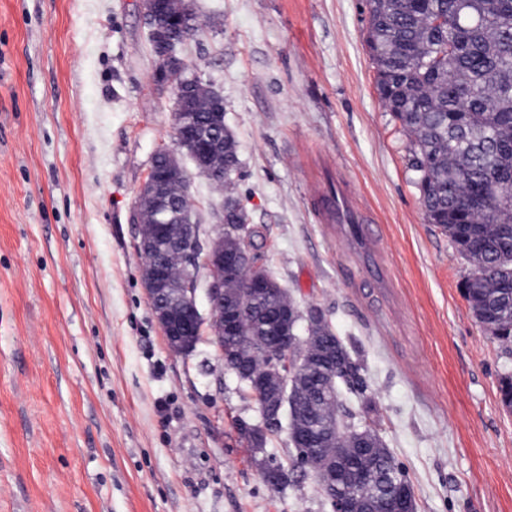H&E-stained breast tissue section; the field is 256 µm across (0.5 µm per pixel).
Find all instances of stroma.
Listing matches in <instances>:
<instances>
[{
    "instance_id": "35a3bbf8",
    "label": "stroma",
    "mask_w": 512,
    "mask_h": 512,
    "mask_svg": "<svg viewBox=\"0 0 512 512\" xmlns=\"http://www.w3.org/2000/svg\"><path fill=\"white\" fill-rule=\"evenodd\" d=\"M194 4L202 30L180 55L224 99L254 251L363 362L417 512H512V350L476 322L470 266L425 217L365 0ZM156 66L140 0H0V512H330L284 430L265 455L290 482L269 490L236 429L256 404L209 336L174 355L152 313L134 214L174 143ZM323 158L377 256L319 223ZM183 165L206 247L224 193ZM374 258L392 287H369Z\"/></svg>"
}]
</instances>
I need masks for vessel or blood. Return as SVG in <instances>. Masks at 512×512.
<instances>
[{
	"label": "vessel or blood",
	"instance_id": "vessel-or-blood-1",
	"mask_svg": "<svg viewBox=\"0 0 512 512\" xmlns=\"http://www.w3.org/2000/svg\"><path fill=\"white\" fill-rule=\"evenodd\" d=\"M316 202L320 220L333 225L337 237L354 241L365 251L377 252L378 234L363 223L361 211L344 183H337L332 190L317 191Z\"/></svg>",
	"mask_w": 512,
	"mask_h": 512
}]
</instances>
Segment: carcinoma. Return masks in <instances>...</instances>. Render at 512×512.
Returning a JSON list of instances; mask_svg holds the SVG:
<instances>
[{
    "instance_id": "1",
    "label": "carcinoma",
    "mask_w": 512,
    "mask_h": 512,
    "mask_svg": "<svg viewBox=\"0 0 512 512\" xmlns=\"http://www.w3.org/2000/svg\"><path fill=\"white\" fill-rule=\"evenodd\" d=\"M366 43L377 71V87L387 111L410 137L409 167L417 174L421 205L427 219L448 235L457 252L480 278L465 281L464 296L475 320L504 344L512 342V0H367ZM202 115L210 112L212 94L205 87L187 88ZM239 166L237 142L224 132L210 184L224 189L225 215L231 224L248 223L243 209H234V175ZM281 304L274 294L253 301L243 318L244 336L267 333L264 312ZM315 335L326 338L345 367L327 393L325 377L316 370L302 380L299 396H330L341 411L342 389L366 393L364 368L333 332L329 322ZM229 361L247 396H253L266 368L265 359L231 338ZM371 401L364 406L362 431L374 454L346 450L344 464L378 467L408 481L376 430ZM270 428L256 437L248 422L238 425L240 442L250 448L261 472L283 464L263 456ZM365 507L386 512L371 490L347 485Z\"/></svg>"
}]
</instances>
